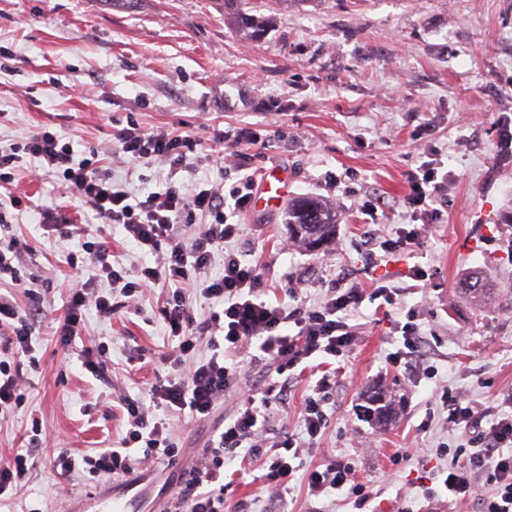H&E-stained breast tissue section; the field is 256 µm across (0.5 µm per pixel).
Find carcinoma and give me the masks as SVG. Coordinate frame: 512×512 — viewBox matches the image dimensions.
<instances>
[{
	"label": "carcinoma",
	"mask_w": 512,
	"mask_h": 512,
	"mask_svg": "<svg viewBox=\"0 0 512 512\" xmlns=\"http://www.w3.org/2000/svg\"><path fill=\"white\" fill-rule=\"evenodd\" d=\"M239 2L241 0H224V8L228 9L235 31L247 41L260 38L272 19L244 12L238 6ZM337 221L336 208L320 199L301 197L288 204V225L293 238L312 249H321L335 240ZM367 402L364 412L378 423L388 420L394 413L392 401L379 394L369 397Z\"/></svg>",
	"instance_id": "obj_1"
}]
</instances>
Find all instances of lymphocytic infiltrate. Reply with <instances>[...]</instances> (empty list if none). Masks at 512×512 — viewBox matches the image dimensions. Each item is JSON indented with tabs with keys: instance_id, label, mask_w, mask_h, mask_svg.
<instances>
[{
	"instance_id": "f902f5d3",
	"label": "lymphocytic infiltrate",
	"mask_w": 512,
	"mask_h": 512,
	"mask_svg": "<svg viewBox=\"0 0 512 512\" xmlns=\"http://www.w3.org/2000/svg\"><path fill=\"white\" fill-rule=\"evenodd\" d=\"M114 139L119 154L133 165L148 159L173 168L185 164L198 146L192 136L148 131L132 118L115 132ZM214 139L238 150L241 176L235 184L228 186L219 180L192 191L171 185L144 194L117 187L111 171L100 166L97 150L80 154L72 141L49 130L33 131L20 144L0 145V184L12 183L20 167L37 177H56L74 191L79 208L99 223L120 225L126 242L156 258L154 265L144 264L129 272L116 259L104 234H89L64 207L42 206L45 230L80 241L79 251L67 254V264L74 269L93 267L91 277L69 290L55 330L62 346H69L79 335L88 308L108 320L117 308V297L132 302L160 286L168 293L158 313L178 340L174 374L156 380L147 400L124 398L127 429L118 444L79 459L61 449L55 466L64 474L80 468L93 476L114 477L133 474L142 457L159 465L175 462L180 446L171 417L186 413L199 421L209 420L226 398L235 395L248 369L271 366L277 381L238 401L214 428L200 462L185 469L174 485L168 500L170 512H224V466L244 452L263 458L264 481L276 495L286 493L300 472L311 496L327 498L340 492L353 497L357 506H365L374 491L357 480L352 460L334 459L307 470L301 458L328 424L329 405L336 394L334 364L357 339L352 315L368 296L395 305L399 291L380 285L368 295L337 280L311 305L293 287L286 289L285 300L267 301L263 273L233 248L244 228L228 220L229 215L245 213L257 191L250 149L260 137L247 124L216 133ZM450 177L441 157L420 162L407 173L405 206L415 213L428 211L444 197ZM22 204V197L14 194L0 199V284L21 282L12 219ZM219 252L224 255V272L215 276L210 269ZM196 297L213 307L200 320L192 309ZM34 322V313L18 310L11 295L0 292V349L31 356ZM204 340L212 353L202 358L198 351ZM244 349L251 352L245 363L236 359ZM316 360L322 367L311 381L300 433L269 435L271 415L285 404L298 368ZM440 402L449 421L471 434L476 449L464 460H452L441 488L424 489V497L432 501L474 499L479 512H512V395L505 399L504 411L487 424L464 396L445 392ZM40 433V428H33L28 446L0 462V497L11 496L28 473ZM137 448L142 449V457H134ZM482 477L493 489L479 497L475 484Z\"/></svg>"
}]
</instances>
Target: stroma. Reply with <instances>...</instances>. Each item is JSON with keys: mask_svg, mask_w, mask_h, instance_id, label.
<instances>
[{"mask_svg": "<svg viewBox=\"0 0 512 512\" xmlns=\"http://www.w3.org/2000/svg\"><path fill=\"white\" fill-rule=\"evenodd\" d=\"M274 22L257 41H243L224 17V0H138L131 9L110 0H0V143L24 141L48 129L70 137L76 150L97 149L112 177L129 190L156 191L175 183L193 187L217 174L209 159L228 144L204 140L199 159L177 168L126 164L113 143L119 123L134 116L147 130H231L249 123L263 144L257 167L278 168L288 179L285 200L251 207L240 221L250 259L263 271L270 296L287 278L310 283L308 298L331 280L360 288L401 289L397 305L365 300L356 320L360 336L338 375L332 414L313 467L347 456L375 498L356 508L343 496L310 497L293 482L280 512H422L420 487L439 488L449 458L445 443L468 437L447 421L439 396L449 389L483 414H496L512 392V0H250ZM222 82L224 96L212 87ZM434 129L418 139L421 125ZM435 151L454 174L437 221L412 217L403 205L405 176L416 157ZM338 182L328 185L327 174ZM29 196L13 231L21 253V309L40 307L34 337L36 364L22 368V399L0 413V459L24 445L33 423L45 442L16 495L0 512H68L80 498L122 491V478L59 475V449L73 456L111 446L126 432L120 397L138 398L157 378L171 375L164 360L176 342L157 312L162 290L146 294L140 309L121 307L112 319L88 309L69 348L54 331L69 287L90 277L65 262L78 251L40 225L43 204L72 207L54 180L19 172L11 186ZM320 197L340 219L336 241L313 250L291 244L288 202ZM383 197L376 215L364 202ZM420 228L413 251L369 264L368 235ZM418 265L431 279L413 288L406 273ZM52 268V284L39 282ZM479 275L486 291L468 297L463 279ZM418 313L429 345L433 378L388 365L403 346L408 309ZM105 344L97 371L83 364L85 350ZM383 388L396 404L395 421L378 429L362 414L363 396ZM228 406L206 421L175 423L182 450L178 467H149L140 486L160 512L159 490L179 466L197 460ZM410 462L398 461L401 453ZM231 500L244 512H266L273 494L260 462L234 461Z\"/></svg>", "mask_w": 512, "mask_h": 512, "instance_id": "stroma-1", "label": "stroma"}]
</instances>
